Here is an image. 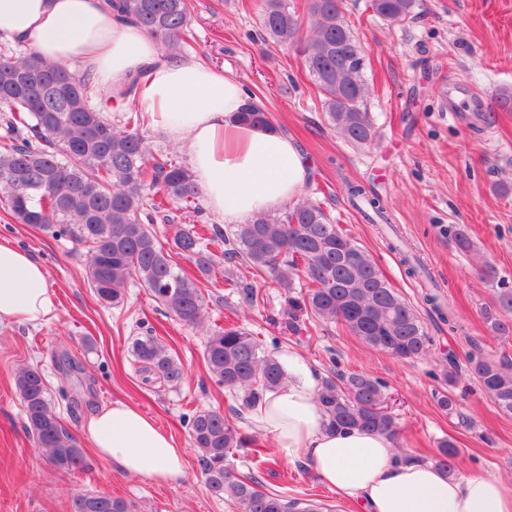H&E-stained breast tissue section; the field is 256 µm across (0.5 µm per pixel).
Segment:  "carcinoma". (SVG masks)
<instances>
[{"mask_svg": "<svg viewBox=\"0 0 512 512\" xmlns=\"http://www.w3.org/2000/svg\"><path fill=\"white\" fill-rule=\"evenodd\" d=\"M112 9L143 28L166 56L174 57L186 42L192 0H109ZM418 0H370L376 16L405 21ZM258 24L276 45H293L322 95L328 123L345 141L365 144L374 127L364 108L367 87L363 49L342 15V0H306L301 16L288 0H260ZM96 84L87 73L77 75L65 64H50L34 53H0V107L11 112L0 137V198L19 224L46 229L57 239L87 250V282L107 308L124 305L127 288L141 286L154 300L190 328L202 326L208 304L199 279L173 262V255L192 261L202 274L210 271L218 246L224 259L240 261L252 275L267 277L289 291L288 329L299 315L338 323L367 346L412 360L430 351L433 340L415 307L392 288L363 247L334 223L318 202L300 199L277 216L259 215L223 232L213 227L206 238L196 227L180 229L161 240L157 220L170 221L166 205L201 211L191 171L175 153L153 154L147 144L148 117L139 108L114 123L93 106ZM240 122L270 126L265 108L250 95ZM352 207L369 221L393 228L379 199L364 186L350 183ZM448 238L458 249L474 251L467 230L448 225ZM401 255L407 273L420 274V260L396 237L388 242ZM502 311L484 310L491 331L512 334V288L499 291ZM144 381L168 386L184 378L181 362L154 336H140L131 347ZM210 376L239 406L252 412L267 393L288 378L282 363L264 351L253 333L229 324L208 336L203 353ZM472 375L499 411L512 416V363L481 354L469 357ZM15 389L25 427L57 471L83 472L88 462L77 439L62 425L39 368L20 369ZM385 385L363 373L332 371L324 378L317 401L328 429H357L394 437L396 423L384 411ZM211 494L228 501L235 512H323L311 500L261 489L251 472L239 471L230 457L249 449L262 457L258 440L244 434L218 409L198 410L188 418ZM459 451L450 440L440 442L435 464L455 471ZM73 512H132L122 498L105 492L78 495Z\"/></svg>", "mask_w": 512, "mask_h": 512, "instance_id": "cac0c4a2", "label": "carcinoma"}]
</instances>
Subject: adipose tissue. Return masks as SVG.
<instances>
[{
  "label": "adipose tissue",
  "instance_id": "ef3b65f1",
  "mask_svg": "<svg viewBox=\"0 0 512 512\" xmlns=\"http://www.w3.org/2000/svg\"><path fill=\"white\" fill-rule=\"evenodd\" d=\"M20 41L47 61L79 64L110 108L137 86L152 131L180 143L208 211L241 224L298 197L309 162L280 131L245 125L236 115L248 96L233 76L191 56L166 59L140 27L107 0H0V40ZM55 309L45 267L0 239V324H37ZM296 382L269 392L253 418L288 461L310 460L317 475L358 512H512V482L448 476L431 462L398 456L378 432L329 431L319 384L304 357L284 355ZM84 432L121 471L174 486L186 475L183 449L153 419L118 400L91 415Z\"/></svg>",
  "mask_w": 512,
  "mask_h": 512
}]
</instances>
